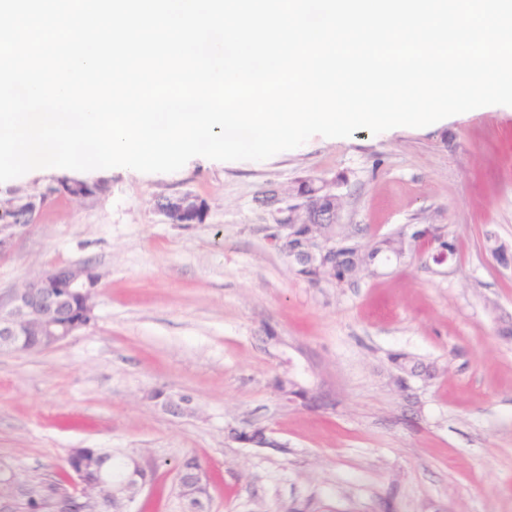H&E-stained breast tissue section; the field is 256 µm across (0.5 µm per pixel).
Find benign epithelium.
Segmentation results:
<instances>
[{"label": "benign epithelium", "instance_id": "1", "mask_svg": "<svg viewBox=\"0 0 512 512\" xmlns=\"http://www.w3.org/2000/svg\"><path fill=\"white\" fill-rule=\"evenodd\" d=\"M335 251L330 241L310 240L305 247L289 250V255L305 262ZM99 282L93 267L68 266L46 271L7 297L0 296V352L35 345L50 349L88 326ZM159 401L175 415L189 411L187 397L163 395ZM127 464L130 473L125 479L113 478L106 470L89 476L82 468H70L65 493L48 496L46 508L50 512H131V504L148 486L140 474L151 468V461L145 454L131 451ZM208 481L207 470L198 461L177 468L175 490L181 512H210Z\"/></svg>", "mask_w": 512, "mask_h": 512}]
</instances>
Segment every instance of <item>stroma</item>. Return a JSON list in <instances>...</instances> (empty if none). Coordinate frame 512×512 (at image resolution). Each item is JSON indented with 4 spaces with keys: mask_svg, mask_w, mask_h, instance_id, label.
<instances>
[{
    "mask_svg": "<svg viewBox=\"0 0 512 512\" xmlns=\"http://www.w3.org/2000/svg\"><path fill=\"white\" fill-rule=\"evenodd\" d=\"M335 180L340 222L366 235L446 225L444 266L404 261L351 288L313 287L266 225L298 180ZM64 178L93 185L49 194ZM207 204L169 223L164 198ZM36 207L0 256V294L85 263L102 275L94 318L40 352L0 353V476L65 481L74 448L150 455L134 512H179L176 466L196 455L211 512H512V110L423 128L312 136L264 161L189 160L173 173L47 170L0 183ZM429 366L395 380L392 354ZM293 376L320 407L287 399ZM190 397L175 416L150 401ZM265 428L269 445L227 438Z\"/></svg>",
    "mask_w": 512,
    "mask_h": 512,
    "instance_id": "obj_1",
    "label": "stroma"
}]
</instances>
